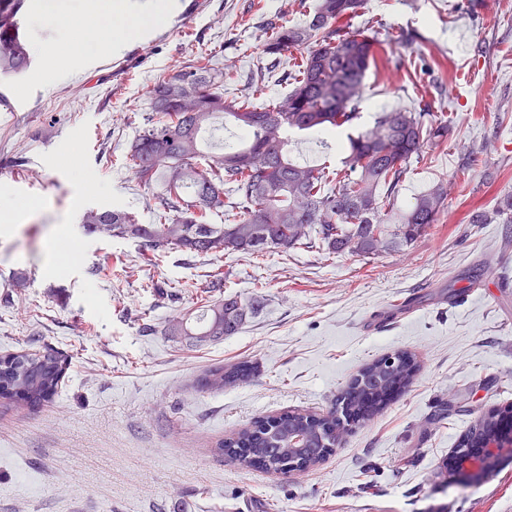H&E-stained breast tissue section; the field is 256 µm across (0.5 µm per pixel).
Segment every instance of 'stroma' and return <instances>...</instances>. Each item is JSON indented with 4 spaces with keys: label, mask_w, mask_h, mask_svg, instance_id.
<instances>
[{
    "label": "stroma",
    "mask_w": 512,
    "mask_h": 512,
    "mask_svg": "<svg viewBox=\"0 0 512 512\" xmlns=\"http://www.w3.org/2000/svg\"><path fill=\"white\" fill-rule=\"evenodd\" d=\"M74 2L29 0L33 65L0 75V195L26 214L0 231V356L53 347L68 361L51 402L0 406V512H512V461L470 487L440 470L480 417L512 412V224L467 221L512 194V0L472 15L457 0H366L363 20L397 39L366 74L361 125L420 100L448 116L447 141L399 197L447 181L440 223L371 259L193 256L85 234L88 206L153 219L161 187L126 159L151 88L186 65L223 71L226 96L250 93L267 23L303 22L316 0H172L159 19L153 0H85L115 34L81 51L66 42ZM116 3L144 16L137 32L117 31ZM288 151L339 159L317 135H292ZM217 270L223 286L208 291ZM184 283L262 307L237 335L194 346L165 333L201 306L176 293ZM473 286L481 296L438 297ZM400 350L419 361L414 382L314 469L266 474L215 453L255 419L332 410L365 364ZM242 359L257 365L249 382L196 387Z\"/></svg>",
    "instance_id": "stroma-1"
}]
</instances>
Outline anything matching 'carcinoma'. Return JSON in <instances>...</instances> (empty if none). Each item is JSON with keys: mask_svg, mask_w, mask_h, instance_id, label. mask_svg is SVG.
<instances>
[{"mask_svg": "<svg viewBox=\"0 0 512 512\" xmlns=\"http://www.w3.org/2000/svg\"><path fill=\"white\" fill-rule=\"evenodd\" d=\"M365 0H318L300 24L268 23L264 53L277 62L292 49H306L282 97L224 96V73L180 70L150 90L151 114L130 148V169L145 185L163 186L151 224L125 209L87 208L80 224L88 234L141 241L153 251L197 256L281 252L317 245L327 254L371 258L414 244L447 208L448 183L441 181L400 207L398 199L411 165L430 145L448 136L444 116L425 108L379 113L372 127L347 134L341 166L300 164L288 156V132L340 134L360 118L364 79L384 42L365 26H353ZM27 0H0V74L19 75L32 65L29 39L16 33ZM243 130L241 141L204 152L201 133L218 117ZM205 158L204 164L198 158ZM222 224H207V215ZM472 224H512V194L490 211L475 210ZM258 301L244 305L226 296L203 306L194 318L168 327L200 345L242 329ZM67 369L62 354L46 349L0 357V401L36 407L53 399ZM419 370L416 356L396 351L365 365L339 397L349 416L368 420L395 388ZM255 371L249 360L211 368L201 387L244 383ZM336 413L287 411L259 418L219 440L216 451L246 468L272 473L307 471L340 444ZM498 431L489 414L464 435L473 448Z\"/></svg>", "mask_w": 512, "mask_h": 512, "instance_id": "obj_1", "label": "carcinoma"}]
</instances>
